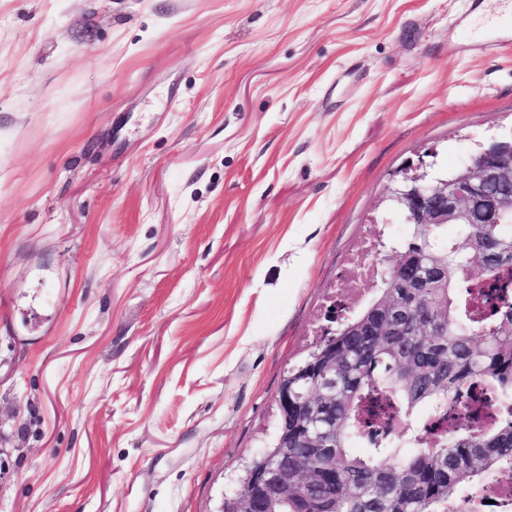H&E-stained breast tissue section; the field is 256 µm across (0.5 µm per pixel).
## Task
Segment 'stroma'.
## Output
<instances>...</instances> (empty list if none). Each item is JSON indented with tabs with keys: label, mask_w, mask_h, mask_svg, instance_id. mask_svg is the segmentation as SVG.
<instances>
[{
	"label": "stroma",
	"mask_w": 512,
	"mask_h": 512,
	"mask_svg": "<svg viewBox=\"0 0 512 512\" xmlns=\"http://www.w3.org/2000/svg\"><path fill=\"white\" fill-rule=\"evenodd\" d=\"M510 133L497 0H0V512H213L395 172Z\"/></svg>",
	"instance_id": "obj_1"
}]
</instances>
